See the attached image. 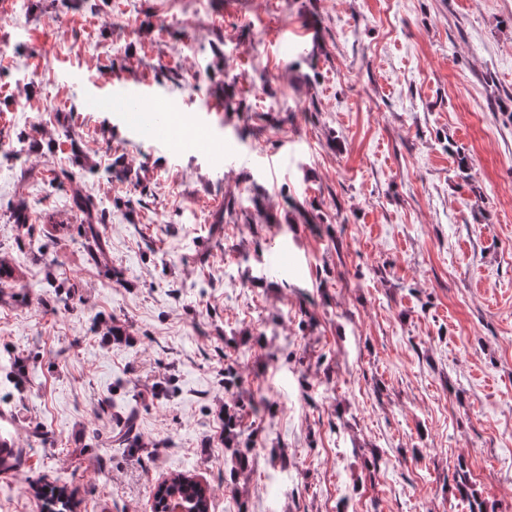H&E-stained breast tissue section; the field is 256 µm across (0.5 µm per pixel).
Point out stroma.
I'll return each mask as SVG.
<instances>
[{"label":"stroma","mask_w":512,"mask_h":512,"mask_svg":"<svg viewBox=\"0 0 512 512\" xmlns=\"http://www.w3.org/2000/svg\"><path fill=\"white\" fill-rule=\"evenodd\" d=\"M0 44V512H512V0H9ZM163 483L166 485V494L175 497L183 505V512L210 511L209 489L194 477L185 473H176Z\"/></svg>","instance_id":"35a3bbf8"}]
</instances>
